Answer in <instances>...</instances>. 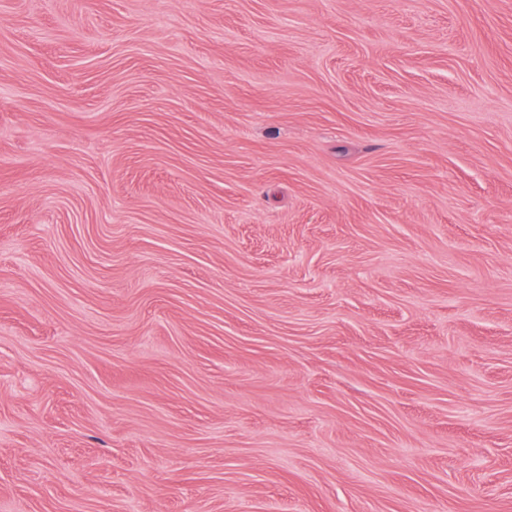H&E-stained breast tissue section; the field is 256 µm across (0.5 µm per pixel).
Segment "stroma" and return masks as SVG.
I'll use <instances>...</instances> for the list:
<instances>
[{
    "mask_svg": "<svg viewBox=\"0 0 512 512\" xmlns=\"http://www.w3.org/2000/svg\"><path fill=\"white\" fill-rule=\"evenodd\" d=\"M0 512H512V0H0Z\"/></svg>",
    "mask_w": 512,
    "mask_h": 512,
    "instance_id": "stroma-1",
    "label": "stroma"
}]
</instances>
